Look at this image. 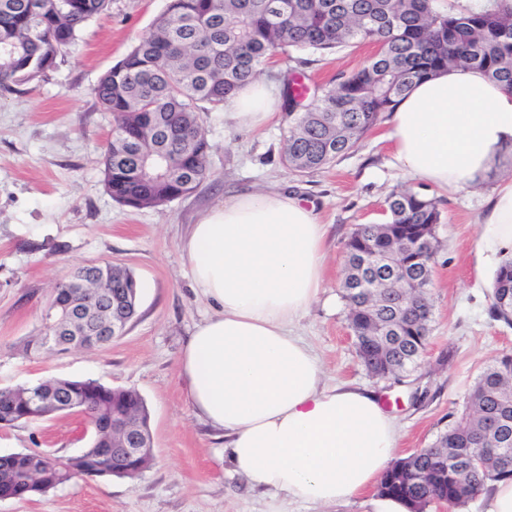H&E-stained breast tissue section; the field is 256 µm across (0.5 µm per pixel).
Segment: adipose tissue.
Listing matches in <instances>:
<instances>
[{
  "label": "adipose tissue",
  "instance_id": "obj_1",
  "mask_svg": "<svg viewBox=\"0 0 512 512\" xmlns=\"http://www.w3.org/2000/svg\"><path fill=\"white\" fill-rule=\"evenodd\" d=\"M281 92L256 80L227 101L235 126L258 130ZM413 178L457 193L512 153V93L476 69L415 83L387 134ZM325 228L302 199L248 192L211 208L182 242L215 314L180 359L186 397L224 433L232 470L272 495L329 505L377 485L396 456L392 415L367 389L329 386L295 320L324 285ZM480 264L512 255V180L496 184L476 245Z\"/></svg>",
  "mask_w": 512,
  "mask_h": 512
}]
</instances>
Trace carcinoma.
<instances>
[{
	"label": "carcinoma",
	"instance_id": "cac0c4a2",
	"mask_svg": "<svg viewBox=\"0 0 512 512\" xmlns=\"http://www.w3.org/2000/svg\"><path fill=\"white\" fill-rule=\"evenodd\" d=\"M112 0H0V91L40 80L58 56L76 43L85 24L111 9ZM380 46L361 69L304 102L291 74L280 76L288 126L282 164L295 175L331 165L382 121L418 80L451 68L483 71L512 91V3L484 0L475 11L455 13L444 0H168L149 36L108 69L92 89L112 113L114 129L103 155L104 183L118 204L158 207L212 179L211 145L200 112L217 110L240 86L259 77L276 50L336 52L353 44ZM386 223L357 227L346 243L341 283L350 330L361 337L356 353L379 378L413 368L426 350L432 317L407 313L392 296L408 294L413 282L418 307L432 310L434 261L417 247L428 238L439 246L436 202L410 190L388 195ZM393 266L395 277L366 298L354 284L362 262ZM88 287L80 295L96 321L123 327L135 317L139 283L107 262L75 268ZM72 278L59 281L50 305L74 294ZM489 315L512 325V261L495 273ZM46 408L23 405L22 390L0 389V425L31 423L61 412L83 414L90 438L77 456L16 452L0 458V499L42 495L83 477L134 479L149 468L153 453L121 456L119 436L100 427L123 414L151 437L141 395L93 379L45 383ZM497 455L479 468L482 444ZM512 480V355L496 358L471 387L463 409L432 445L394 462L381 478V496L404 501L409 512L433 503L456 512L491 481Z\"/></svg>",
	"mask_w": 512,
	"mask_h": 512
}]
</instances>
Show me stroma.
Segmentation results:
<instances>
[{"label":"stroma","instance_id":"stroma-1","mask_svg":"<svg viewBox=\"0 0 512 512\" xmlns=\"http://www.w3.org/2000/svg\"><path fill=\"white\" fill-rule=\"evenodd\" d=\"M166 0H112L90 20L54 69L16 92L0 93V388L57 377L95 379L136 390L150 416L155 459L138 478L78 479L28 499L0 500V512H376L377 491L326 508L270 499L232 473L224 439L185 397L179 363L194 329L211 314L195 289L181 242L191 224L238 192L278 188L300 196L326 224L325 289L297 330L320 356L328 383L373 390L400 430L399 456L429 447L461 409L482 369L512 352V327L493 321L494 269L477 270L475 243L490 185L446 194L408 176L374 126L331 166L303 176L281 163L286 122L238 131L223 110L202 113L214 181L161 207L131 209L104 186L101 160L113 127L91 90L165 9ZM375 47L336 53L294 51L310 84L324 85L365 64ZM410 188L435 199L441 243L432 276L433 323L410 374L379 380L360 364L340 282L345 242L357 225L383 222L389 193ZM109 261L140 283L138 310L124 334L91 351L25 354L43 329L52 286L78 265ZM76 412L0 427V455L51 451L68 458L86 445Z\"/></svg>","mask_w":512,"mask_h":512}]
</instances>
